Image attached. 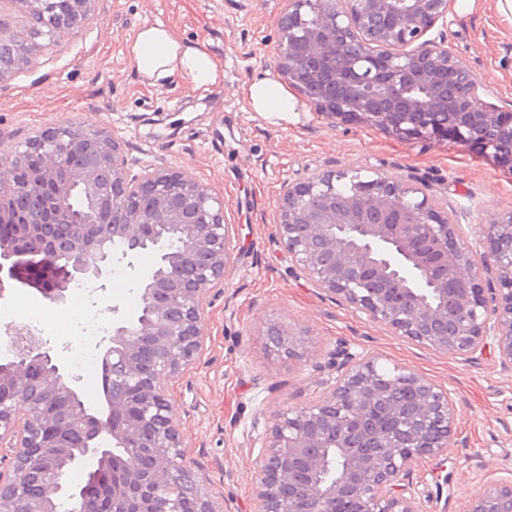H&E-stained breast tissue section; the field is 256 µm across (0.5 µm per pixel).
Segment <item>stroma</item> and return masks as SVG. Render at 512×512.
I'll list each match as a JSON object with an SVG mask.
<instances>
[{
	"label": "stroma",
	"mask_w": 512,
	"mask_h": 512,
	"mask_svg": "<svg viewBox=\"0 0 512 512\" xmlns=\"http://www.w3.org/2000/svg\"><path fill=\"white\" fill-rule=\"evenodd\" d=\"M287 0H94L93 19L59 45L33 35L11 0L0 18L40 47L30 63L0 81V142L23 143L50 127L103 129L118 138L130 173L172 167L224 200L235 260L205 310V345L196 363L169 383L182 451L218 512H253L258 455L275 415L308 406L332 379L337 349L378 355L445 387L456 405V443L447 458L430 457L407 481L423 512H463L484 484L512 477V372L495 351L465 363L390 335L378 324L311 286L276 240L284 183L321 167L384 173L419 188L451 220L488 224L512 209V168L473 145L444 139L401 141L360 121L332 119L307 101L278 117L252 111L243 86L276 73L278 19ZM161 24L183 42L203 45L224 70L207 90L172 81L153 86L130 61L128 40ZM448 48L490 88L488 100L512 112V21L498 0L454 9L443 30ZM223 134L224 147L209 143ZM159 254L145 250L124 283L107 282L96 310L128 316L138 287ZM18 315L38 311L45 349L72 368L84 345L78 328L58 335L62 307L35 289H17ZM275 320L305 334L302 359L269 352L264 330Z\"/></svg>",
	"instance_id": "35a3bbf8"
}]
</instances>
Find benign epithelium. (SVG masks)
<instances>
[{
	"label": "benign epithelium",
	"mask_w": 512,
	"mask_h": 512,
	"mask_svg": "<svg viewBox=\"0 0 512 512\" xmlns=\"http://www.w3.org/2000/svg\"><path fill=\"white\" fill-rule=\"evenodd\" d=\"M42 17L57 40L92 17V0H12ZM455 0H288L279 20V71L332 118H359L402 141L448 137L479 143L512 166V114L484 100L488 86L448 50ZM0 82L15 70L18 43L0 25ZM42 165L27 174L0 144V299L22 285L60 303L81 280H105L108 240L164 250L141 280L140 310L112 320L103 362L105 404L85 403L78 377L52 362L25 326L5 329L0 350V512H217L182 452L168 382L205 343L203 316L224 287L234 247L224 201L178 170L131 176L115 137L51 127L27 146ZM83 152L94 166L75 169ZM364 180L314 170L283 186L275 234L302 276L392 334L472 362L491 347L512 370V210L468 235L419 188L384 174ZM147 194L148 210L127 201ZM112 203V224L98 222ZM181 245L164 248L163 232ZM267 343L301 358L302 334L272 321ZM336 377L314 403L276 416L254 480V512H421L403 484L421 460L448 454L455 407L448 390L375 355L336 352ZM94 461L87 484L70 486L71 462ZM463 512H512V479L486 484Z\"/></svg>",
	"instance_id": "benign-epithelium-1"
}]
</instances>
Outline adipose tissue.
<instances>
[{
    "mask_svg": "<svg viewBox=\"0 0 512 512\" xmlns=\"http://www.w3.org/2000/svg\"><path fill=\"white\" fill-rule=\"evenodd\" d=\"M127 51L137 73L152 85L177 79L206 88L224 78L220 62L204 46L181 42L160 24L141 28ZM243 94L256 112L281 115L299 109L292 93L266 75L252 79Z\"/></svg>",
    "mask_w": 512,
    "mask_h": 512,
    "instance_id": "1",
    "label": "adipose tissue"
}]
</instances>
